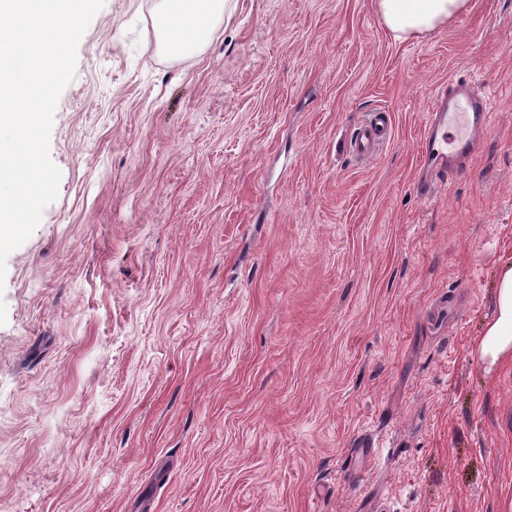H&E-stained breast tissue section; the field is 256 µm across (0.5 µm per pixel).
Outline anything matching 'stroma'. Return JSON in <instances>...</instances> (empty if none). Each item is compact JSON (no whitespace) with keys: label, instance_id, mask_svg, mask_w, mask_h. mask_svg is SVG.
Here are the masks:
<instances>
[{"label":"stroma","instance_id":"1","mask_svg":"<svg viewBox=\"0 0 512 512\" xmlns=\"http://www.w3.org/2000/svg\"><path fill=\"white\" fill-rule=\"evenodd\" d=\"M154 9L85 31L7 258L0 512H512V365L472 349L512 262V0L404 42L376 0H228L181 61ZM458 78L490 133L428 184ZM390 113L376 111L370 114L369 119L356 133L352 145L353 152L360 158L374 155L380 141L384 139L390 127Z\"/></svg>","mask_w":512,"mask_h":512}]
</instances>
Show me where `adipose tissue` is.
I'll return each mask as SVG.
<instances>
[{
  "label": "adipose tissue",
  "mask_w": 512,
  "mask_h": 512,
  "mask_svg": "<svg viewBox=\"0 0 512 512\" xmlns=\"http://www.w3.org/2000/svg\"><path fill=\"white\" fill-rule=\"evenodd\" d=\"M396 39L420 38L468 12L471 0H377ZM224 22V0H158L153 18L160 50L175 59L197 56ZM473 349L490 363L512 362V263L500 271L496 312Z\"/></svg>",
  "instance_id": "adipose-tissue-1"
}]
</instances>
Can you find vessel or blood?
Listing matches in <instances>:
<instances>
[{
    "label": "vessel or blood",
    "mask_w": 512,
    "mask_h": 512,
    "mask_svg": "<svg viewBox=\"0 0 512 512\" xmlns=\"http://www.w3.org/2000/svg\"><path fill=\"white\" fill-rule=\"evenodd\" d=\"M491 106L468 81L457 79L442 88L430 108L423 137V165L445 172L470 158L490 131ZM390 127V114L373 112L356 133L352 149L361 158L374 155Z\"/></svg>",
    "instance_id": "1"
}]
</instances>
